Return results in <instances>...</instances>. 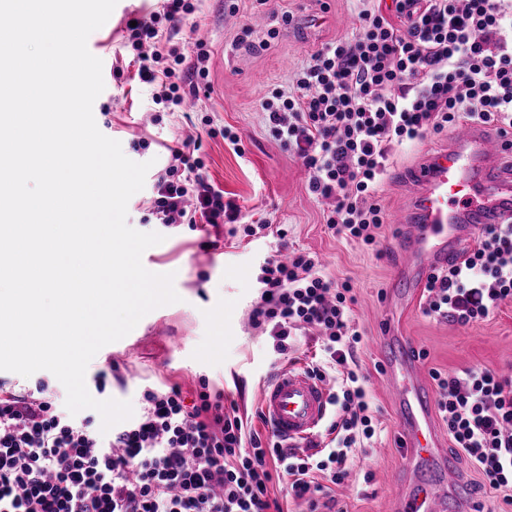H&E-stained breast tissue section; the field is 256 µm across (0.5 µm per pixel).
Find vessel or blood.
Wrapping results in <instances>:
<instances>
[{
    "label": "vessel or blood",
    "instance_id": "vessel-or-blood-1",
    "mask_svg": "<svg viewBox=\"0 0 512 512\" xmlns=\"http://www.w3.org/2000/svg\"><path fill=\"white\" fill-rule=\"evenodd\" d=\"M409 203L397 220L400 298L414 297L430 273L460 262L464 248L489 224L512 225V140L492 138L485 126L455 127L442 148L422 153L407 179ZM395 345L384 385L399 406L403 479L395 512H446L453 465L432 412L433 396L421 361L408 341ZM329 394L307 372L285 369L265 385L261 413L290 444L311 438L326 417Z\"/></svg>",
    "mask_w": 512,
    "mask_h": 512
}]
</instances>
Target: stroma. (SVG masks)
<instances>
[{
	"label": "stroma",
	"instance_id": "obj_1",
	"mask_svg": "<svg viewBox=\"0 0 512 512\" xmlns=\"http://www.w3.org/2000/svg\"><path fill=\"white\" fill-rule=\"evenodd\" d=\"M157 0H124L111 26L94 31L93 39L106 42L113 68L105 93L96 99L93 113L99 130L117 140L124 154L155 170L168 164L166 143L197 137L195 156L225 199L240 209V224L265 219L288 227L291 248L317 254L325 273L350 279L356 302L355 322L364 332L357 359L370 372L371 405L379 424L368 452L353 455L354 472L340 490L344 512H392L398 482L399 452L396 414L374 366L380 361L375 338L384 318L416 349L426 351L424 369L458 371L481 365L502 371L512 366V301L505 302L487 320L459 327L423 314L415 307L387 312L384 295L396 287L398 258L391 251L395 221L407 205L403 181L413 160L423 151L443 147L447 133L431 134L415 144L393 150L391 172L379 192L387 221L373 247H363L331 236L322 206L308 190V175L300 160L269 133L262 102L274 92L291 87L308 56L323 44L351 36L355 25L347 0H239V11H224V0H198L194 13L178 25L180 32L207 30L208 92L185 90V104L176 107L159 101L153 86L142 83L133 61L134 51L125 28L127 19L157 10ZM291 25H283L282 14ZM263 24H254L255 16ZM279 35L267 40L268 28ZM232 127L242 138L243 154L225 145L221 131ZM215 136H208V129ZM143 148H134L136 140ZM150 188L134 194L128 203V223L141 232H156L165 240L154 252L155 269L175 275L180 302L154 309L121 340L112 343V357L120 375L109 378L103 399L142 406L144 388L180 386L192 395L199 376L213 390L236 401L240 414L249 416L254 429L267 434L260 418L259 400L266 382L279 370L307 367L323 353L312 336L293 337V352L274 353L267 337L254 329L249 312L259 296L257 267L275 246L273 238L241 240L222 224L164 226L151 213ZM459 494L450 496V512H502L503 495L490 491L472 496L477 470L456 449H449ZM371 481H364V473Z\"/></svg>",
	"mask_w": 512,
	"mask_h": 512
}]
</instances>
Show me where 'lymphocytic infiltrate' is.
<instances>
[{
    "instance_id": "lymphocytic-infiltrate-1",
    "label": "lymphocytic infiltrate",
    "mask_w": 512,
    "mask_h": 512,
    "mask_svg": "<svg viewBox=\"0 0 512 512\" xmlns=\"http://www.w3.org/2000/svg\"><path fill=\"white\" fill-rule=\"evenodd\" d=\"M353 38L322 45L289 91L263 103L271 136L301 159L308 189L328 201L332 235L376 244L385 216L377 199L394 146L461 123L512 133V0H349ZM191 0H162L136 19L129 37L140 79L161 101L182 106L186 78L204 81L209 53L172 44L160 22L191 14ZM191 140L167 146L168 165L153 183V212L166 225L234 224L239 209L224 198ZM256 280L260 296L249 321L276 353L291 336H318L324 360L310 373H337L341 413L334 448L296 452L275 435L261 437L248 418L227 413L208 379L193 401L180 387L148 388L135 418L101 432L92 418L62 415L45 384L35 393L0 386V512H285L287 499L309 512H335L325 484L348 478L357 444L377 433L370 383L355 353L363 334L353 317L350 281L326 276L318 256L267 255ZM512 299V225L490 224L458 264L429 275L425 315L468 326ZM436 411L454 447L478 470L479 490L505 491L512 506V375L472 366L432 370ZM287 478L280 496L275 479Z\"/></svg>"
}]
</instances>
